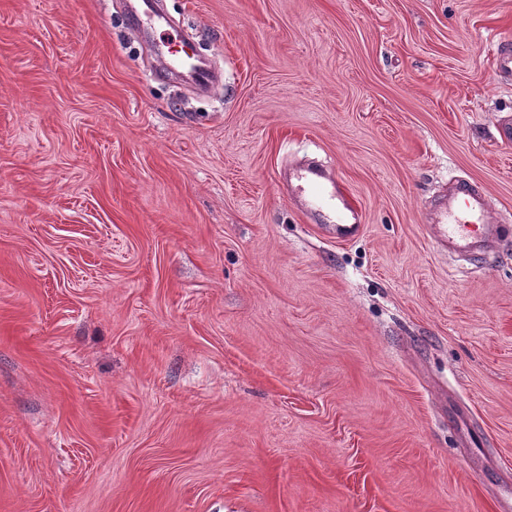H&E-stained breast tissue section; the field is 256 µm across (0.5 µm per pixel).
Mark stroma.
Returning <instances> with one entry per match:
<instances>
[{
	"instance_id": "35a3bbf8",
	"label": "stroma",
	"mask_w": 512,
	"mask_h": 512,
	"mask_svg": "<svg viewBox=\"0 0 512 512\" xmlns=\"http://www.w3.org/2000/svg\"><path fill=\"white\" fill-rule=\"evenodd\" d=\"M124 2L0 0V512H512V0H166L205 95ZM174 46L180 47L175 49ZM168 54L170 67L175 71H181L188 80L198 89L209 88L216 80V74L205 62L200 61L195 54L190 52L189 44L182 39V35L176 36L168 42ZM297 181L302 204L308 211L328 212L336 219V183L328 182L322 170L315 167L301 170ZM430 224L437 242L450 254L476 257L499 239L487 193L466 179L449 182L448 193L433 208Z\"/></svg>"
}]
</instances>
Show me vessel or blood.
<instances>
[{
  "label": "vessel or blood",
  "mask_w": 512,
  "mask_h": 512,
  "mask_svg": "<svg viewBox=\"0 0 512 512\" xmlns=\"http://www.w3.org/2000/svg\"><path fill=\"white\" fill-rule=\"evenodd\" d=\"M127 11L130 28L141 32L144 24L161 21L157 0H129ZM169 64L182 72L198 89L209 88L216 74L205 62L190 52L181 36H173ZM298 191L304 207L311 212L335 213L338 197L335 183L327 181L321 169L308 167L300 171ZM431 226L437 242L449 253L476 257L484 254L499 239V227L490 218V201L485 190L466 179H454L448 192L434 207Z\"/></svg>",
  "instance_id": "b4317fda"
}]
</instances>
